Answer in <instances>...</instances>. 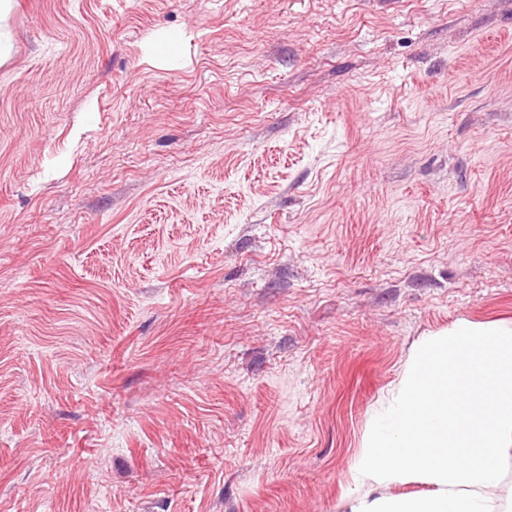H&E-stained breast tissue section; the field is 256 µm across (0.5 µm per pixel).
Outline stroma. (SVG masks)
Segmentation results:
<instances>
[{
    "mask_svg": "<svg viewBox=\"0 0 512 512\" xmlns=\"http://www.w3.org/2000/svg\"><path fill=\"white\" fill-rule=\"evenodd\" d=\"M0 49V512H348L415 346L512 322V0H11Z\"/></svg>",
    "mask_w": 512,
    "mask_h": 512,
    "instance_id": "stroma-1",
    "label": "stroma"
}]
</instances>
